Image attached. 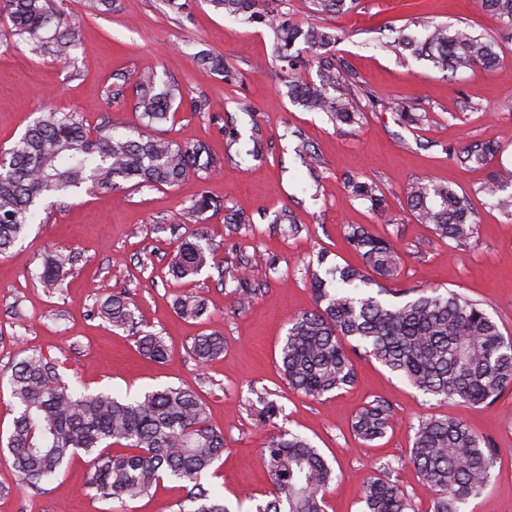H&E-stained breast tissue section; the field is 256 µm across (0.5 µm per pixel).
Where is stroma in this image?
Here are the masks:
<instances>
[{
    "label": "stroma",
    "instance_id": "35a3bbf8",
    "mask_svg": "<svg viewBox=\"0 0 512 512\" xmlns=\"http://www.w3.org/2000/svg\"><path fill=\"white\" fill-rule=\"evenodd\" d=\"M90 2L63 0L64 11L79 23L70 65L0 42V150L46 108L79 113L92 126L105 119L138 126L136 83L150 69L158 83L179 84L187 99L162 133L208 143L222 169L173 187L131 191L121 201L105 191L51 198L45 222L33 225L9 256H0V371L22 351L36 349L58 359L60 373L92 392L195 389L228 443L205 482L240 512H251L254 501L271 492L260 448L281 430L308 437L339 474L338 486L326 495V512H360L365 482L387 461L395 466L392 479L427 512L432 494L407 458L419 418L449 415L497 448L488 486L462 512H512V390L487 408L444 402L359 357L352 387L314 400L291 391L279 369L290 316L313 306L308 282L320 269L319 255L332 264L358 261L343 238L349 224L397 246L402 265L395 289L457 292L483 304L512 336V214L483 191L493 171L512 169V40L503 38L501 25L476 0H358L353 13L326 17L325 25L341 37L337 58L372 97L360 124L339 128L324 113L289 99L280 65L271 59L274 35L265 26L214 11L205 0H193L179 16L163 0H114L107 12L91 9ZM424 13L496 40L497 65L454 79L388 43L386 27H402ZM201 54L223 58L228 74L201 66ZM111 87L121 88L119 98L108 99ZM197 98L209 101L211 111H193L189 102ZM401 101L422 115V123L401 119L394 110ZM256 139L262 148L253 157L248 150ZM300 140L322 161L318 180L310 179L294 152ZM473 140L496 141L500 151L480 166L459 164L452 150ZM352 174L378 183L387 220L349 195L344 181ZM418 179L467 197L477 229L468 245L441 240L413 218L405 190ZM204 193L245 211L251 224H225L220 211L191 216ZM285 210L296 216L299 235L279 223ZM193 230L210 238L215 264L174 280L168 262ZM57 250L73 255L72 272L60 287L47 288L36 273ZM239 264L258 290L243 311L230 307L220 274ZM120 292L134 302L135 324L127 329L93 314L107 295ZM183 292L204 298L207 315L179 318L172 302ZM211 331L223 334L224 354L203 364L192 343ZM144 332L164 336L170 348L164 363L138 352ZM261 393L284 408L267 425L249 407ZM377 397L392 405L395 416L384 438L366 443L354 436L351 421ZM89 468L88 456L77 457L57 480L36 490L22 486L0 456V512H110L87 485ZM184 495L181 482L168 477L119 512H177Z\"/></svg>",
    "mask_w": 512,
    "mask_h": 512
}]
</instances>
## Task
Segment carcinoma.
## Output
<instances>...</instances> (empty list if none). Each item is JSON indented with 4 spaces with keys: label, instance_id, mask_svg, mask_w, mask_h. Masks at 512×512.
I'll list each match as a JSON object with an SVG mask.
<instances>
[{
    "label": "carcinoma",
    "instance_id": "cac0c4a2",
    "mask_svg": "<svg viewBox=\"0 0 512 512\" xmlns=\"http://www.w3.org/2000/svg\"><path fill=\"white\" fill-rule=\"evenodd\" d=\"M356 0H308L312 16L342 15ZM217 11L242 16L268 27L275 36L274 58L287 64L288 97L308 112H322L339 125L359 122L362 109L350 93L352 76L336 63L331 48L338 41L332 28L317 22H291L286 0H206ZM481 8L512 33V0H480ZM0 15L10 23V36L43 59L67 62L78 48V24L66 16L57 0H0ZM419 35L395 31L393 42L433 68L451 74L475 67L492 69L498 61L496 44L466 27L414 21ZM310 53V59L302 52ZM316 67V78L302 68ZM184 94L177 84L157 86L145 72L136 85L135 111L140 127L129 133L110 121L93 128L74 112L47 109L27 125L0 165V255L22 241L33 224L42 222L44 199L72 190L113 192L174 186L191 175L218 169L208 144L181 143L160 137L157 126L174 117ZM311 178H316L314 153L305 142L295 148ZM492 141L476 143L455 153L457 162L480 165L494 157ZM344 186L356 200L382 215L384 198L378 184L349 176ZM512 170L494 174L487 186L499 207L512 211ZM407 206L416 221L457 245L475 234V218L467 198L447 185L417 181L407 188ZM224 202L201 195L196 213L221 210ZM347 246L359 266L326 271L336 281L315 272L309 281L313 307L288 321L280 347L281 371L288 388L313 399L345 390L356 380L354 356L362 353L405 379L424 395L473 406L489 407L512 388V339L481 304L458 293L422 291L413 298L387 287L400 275L401 256L390 241L378 238L361 224L347 225ZM214 249L202 231L187 235L177 246L168 272L177 280L195 276L213 260ZM72 265L70 255H52L37 273L47 286H57ZM238 309L256 297L241 273H229ZM377 286L376 292L369 287ZM391 295L395 300H387ZM175 312L197 320L206 313L204 299L191 293L174 299ZM97 317L114 329L134 322L131 300L124 293L108 296ZM140 354L162 363L168 357L163 337L148 332L137 340ZM192 349L201 362L224 354V336L213 332L194 338ZM10 397L17 408L6 448L21 484L36 490L51 483L79 453L91 456L88 485L95 496L125 506L147 495L166 477L187 489L179 512H232L202 480L226 450L224 430L209 422L206 406L189 387L166 386L140 396L90 393L65 380L58 361L33 351L10 366ZM256 408L262 424L277 418L283 407L260 396ZM393 410L382 399L367 403L351 428L358 439L372 442L391 428ZM120 444L133 449L113 455ZM273 492L255 505V512H325V494L339 480L333 466L305 436L282 432L260 448ZM409 462L432 492L427 512H461L491 478L494 448L463 422L430 416L414 429ZM392 465L364 485L362 512H422L407 492L389 477Z\"/></svg>",
    "mask_w": 512,
    "mask_h": 512
}]
</instances>
